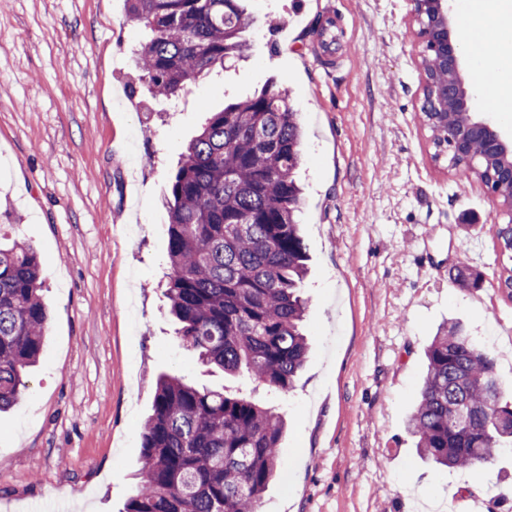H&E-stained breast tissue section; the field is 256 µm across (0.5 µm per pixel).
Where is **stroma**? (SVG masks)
Wrapping results in <instances>:
<instances>
[{
    "mask_svg": "<svg viewBox=\"0 0 512 512\" xmlns=\"http://www.w3.org/2000/svg\"><path fill=\"white\" fill-rule=\"evenodd\" d=\"M247 58L148 93L125 0H0V231L33 246L43 353L0 415V512H121L158 374L236 387L184 351L164 296L169 182L208 113L271 79L303 130L300 228L309 351L263 512H512V453L472 469L422 459L407 429L438 328L460 322L512 402V291L499 213L435 165L419 121L408 0H244ZM333 52L335 66L322 56ZM465 264L480 287L454 284Z\"/></svg>",
    "mask_w": 512,
    "mask_h": 512,
    "instance_id": "35a3bbf8",
    "label": "stroma"
}]
</instances>
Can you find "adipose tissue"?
I'll list each match as a JSON object with an SVG mask.
<instances>
[{"instance_id": "1", "label": "adipose tissue", "mask_w": 512, "mask_h": 512, "mask_svg": "<svg viewBox=\"0 0 512 512\" xmlns=\"http://www.w3.org/2000/svg\"><path fill=\"white\" fill-rule=\"evenodd\" d=\"M460 11L470 23L463 41L477 72L493 77V107L512 112V0H461Z\"/></svg>"}]
</instances>
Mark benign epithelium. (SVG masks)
Returning a JSON list of instances; mask_svg holds the SVG:
<instances>
[{"label": "benign epithelium", "instance_id": "obj_1", "mask_svg": "<svg viewBox=\"0 0 512 512\" xmlns=\"http://www.w3.org/2000/svg\"><path fill=\"white\" fill-rule=\"evenodd\" d=\"M413 22V36L419 59L428 52L436 53L438 67L445 72V80L435 82L421 76L420 105L436 121L444 112H459L468 119L466 127L455 132L448 141V164L466 165L478 169L482 156L475 153L480 142L488 155L498 154L501 162L496 167V199H502V190L512 188V144L499 127L487 119H472L474 93L462 74V54L456 34V22L449 0H409Z\"/></svg>", "mask_w": 512, "mask_h": 512}]
</instances>
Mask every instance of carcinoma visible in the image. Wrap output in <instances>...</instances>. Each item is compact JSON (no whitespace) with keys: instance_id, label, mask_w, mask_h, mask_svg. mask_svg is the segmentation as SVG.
I'll list each match as a JSON object with an SVG mask.
<instances>
[{"instance_id":"1","label":"carcinoma","mask_w":512,"mask_h":512,"mask_svg":"<svg viewBox=\"0 0 512 512\" xmlns=\"http://www.w3.org/2000/svg\"><path fill=\"white\" fill-rule=\"evenodd\" d=\"M127 2V19L148 32L133 49L140 79L165 100L241 56L256 22L241 0ZM301 143L288 90L272 81L210 113L168 196L165 297L180 345L201 365L276 395L292 391L308 351ZM47 323L39 255L17 240L0 245V412L38 363ZM426 360L408 421L419 455L474 468L512 451V404L501 400L491 353L450 321ZM283 432L280 413L250 393L160 375L142 426L141 481L124 512H262Z\"/></svg>"}]
</instances>
